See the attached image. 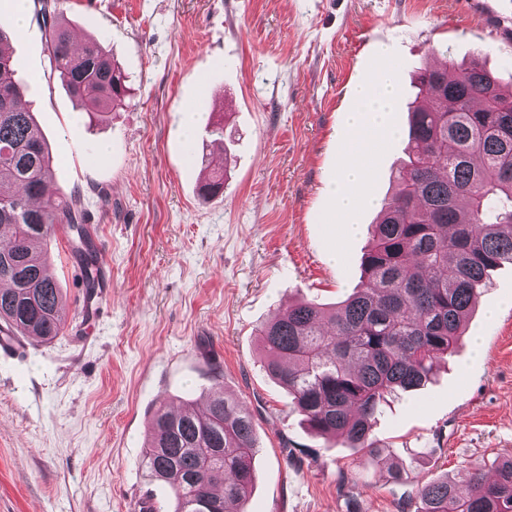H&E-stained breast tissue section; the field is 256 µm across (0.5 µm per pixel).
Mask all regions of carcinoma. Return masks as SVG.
<instances>
[{"instance_id":"carcinoma-1","label":"carcinoma","mask_w":512,"mask_h":512,"mask_svg":"<svg viewBox=\"0 0 512 512\" xmlns=\"http://www.w3.org/2000/svg\"><path fill=\"white\" fill-rule=\"evenodd\" d=\"M51 72L83 110L125 105L123 70L94 39L73 47L60 0H36ZM6 25L0 23V330L49 342L62 335L60 290L44 247L58 224L88 243L80 198L45 195L53 176L47 140L27 109ZM411 106L408 160L397 191L374 222L360 286L327 309L296 301L257 329L266 373L288 391L317 435L382 460L372 422L387 397L416 390L452 353L489 273L512 265V90L474 62L426 67ZM259 447L252 415L214 379L207 411L159 407L144 456L169 485L173 512H246ZM417 483L420 512H512V453L495 477L465 469Z\"/></svg>"}]
</instances>
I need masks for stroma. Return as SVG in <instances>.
Returning <instances> with one entry per match:
<instances>
[{
	"label": "stroma",
	"instance_id": "35a3bbf8",
	"mask_svg": "<svg viewBox=\"0 0 512 512\" xmlns=\"http://www.w3.org/2000/svg\"><path fill=\"white\" fill-rule=\"evenodd\" d=\"M77 39L95 38L124 69L129 106L105 120L73 100L45 51L36 13L12 60L56 161L53 191L80 196L107 250L112 286L90 302L85 262L46 242L64 332L25 339L0 361V512H134L173 495L143 463L159 400L201 401L214 375L254 418L260 446L247 512H417L415 483L512 452V265L494 270L447 364L398 392L373 427L388 456L356 464L327 447L262 367L255 329L299 298L344 299L362 278L377 206L405 158L416 71L432 49L479 59L512 85V30L461 0H64ZM395 68L397 138L375 145L374 199L346 237L324 189L342 175L352 91ZM203 115L191 136L183 108ZM223 128L228 176L205 200L212 140ZM108 147L99 160L100 147Z\"/></svg>",
	"mask_w": 512,
	"mask_h": 512
}]
</instances>
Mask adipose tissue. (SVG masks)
Returning <instances> with one entry per match:
<instances>
[{"mask_svg": "<svg viewBox=\"0 0 512 512\" xmlns=\"http://www.w3.org/2000/svg\"><path fill=\"white\" fill-rule=\"evenodd\" d=\"M395 94L394 78L387 71L360 85L355 92L356 108L344 131L347 141L344 180L326 188L341 216L348 218L363 196L372 146L375 140L383 139L389 133L387 114L394 107Z\"/></svg>", "mask_w": 512, "mask_h": 512, "instance_id": "ef3b65f1", "label": "adipose tissue"}]
</instances>
